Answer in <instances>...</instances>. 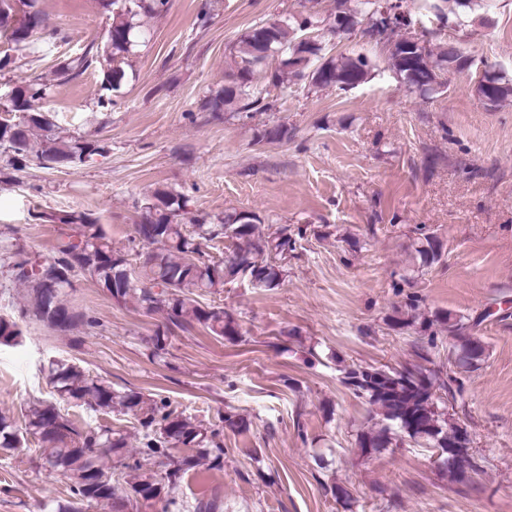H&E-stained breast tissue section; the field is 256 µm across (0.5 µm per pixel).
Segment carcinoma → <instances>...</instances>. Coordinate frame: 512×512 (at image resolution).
Returning a JSON list of instances; mask_svg holds the SVG:
<instances>
[{"mask_svg": "<svg viewBox=\"0 0 512 512\" xmlns=\"http://www.w3.org/2000/svg\"><path fill=\"white\" fill-rule=\"evenodd\" d=\"M427 11L442 24L462 21L483 23L486 0H425ZM305 10L288 18L262 22L247 29L233 43L231 73L224 87L213 91L202 104L205 112L233 113L250 118L256 112H270L274 102L254 81L256 76L270 86L284 83L287 76L307 79L314 88L354 89L375 75L376 63L362 53H325L322 41L309 43L304 36L328 27L330 22L366 25L365 31L378 30L386 40L397 44L387 55L389 69L411 93L432 97L442 93L428 77L439 76L455 55L456 45L427 43L424 54L410 47L412 36L397 35L403 25H389L382 12V0H335L334 10L322 15L316 10L319 0H308ZM112 10V24L102 48L92 46L82 54L57 64V84L68 83L85 73L94 63L101 65V87L117 91L125 82L121 66L125 56L150 33L139 22L142 15L158 16L168 10L169 0H102ZM23 20L13 21L10 0H0V36L16 50H35L33 33L44 22L35 0H28ZM278 61L275 69L267 68ZM51 85L28 83L15 87L7 111L12 119H0V148L9 154L7 166H0V179H13L10 170L20 171L28 163L43 169L77 167L95 156L109 152L106 142L75 136L61 130L48 112L34 107L46 98ZM485 94L496 107L512 98V78L498 75ZM288 139L283 124L264 125L256 130L255 142ZM188 200L168 188H157L146 198L144 213L135 225L133 240L148 247L133 264L129 254L112 246L103 226L85 213L63 212L36 215L60 224L74 226L75 234L60 242L54 257L40 269L20 271L30 262L22 247L0 259L7 276L27 288L29 311L49 328L68 332L78 322L93 329L100 321L68 306L63 296L73 286L76 273L90 275L112 300L125 305L132 301L147 313L160 312L176 327L199 326L210 335L230 340L239 336L233 317L220 306L200 303L205 295L218 294L224 284L240 281L262 291L280 287L282 262L296 249V238L286 225L266 234L259 230L262 219L252 212H233L208 222L192 219L188 231L182 217L188 214ZM228 243L224 257L215 259L206 251L209 243ZM441 245L432 237L415 248V259L429 266L440 257ZM416 304L410 313L394 319L393 327L404 330L419 327L427 332L439 323L448 327V345L456 367L474 370L484 359L482 341L471 333V326L449 312L435 315L431 322L418 321ZM22 330L11 320L0 317V346H16ZM50 385L57 395L94 414L118 412L133 415L141 429L139 446L128 450L126 435L110 426L82 425L51 401H36L25 410V427L14 417L0 413V453L23 447L25 435L38 440L41 467L61 475L68 487V499L55 512H81L90 502L101 503L109 512H127L141 501L162 503L161 512H182L174 492L183 475L207 462L208 469L224 468V429L244 432L249 419L241 414H223L219 424L207 427L201 422L170 409L162 399L156 401L136 391L117 392L105 379L92 376L75 363L57 361L49 370ZM342 383L365 400L373 415L372 425L357 436L359 447L368 454L379 453L409 440L424 448H441L443 470L451 483H467L448 445L468 443L466 431L448 423L444 404L456 400L461 384L454 373L440 370L386 365L344 367Z\"/></svg>", "mask_w": 512, "mask_h": 512, "instance_id": "obj_1", "label": "carcinoma"}]
</instances>
